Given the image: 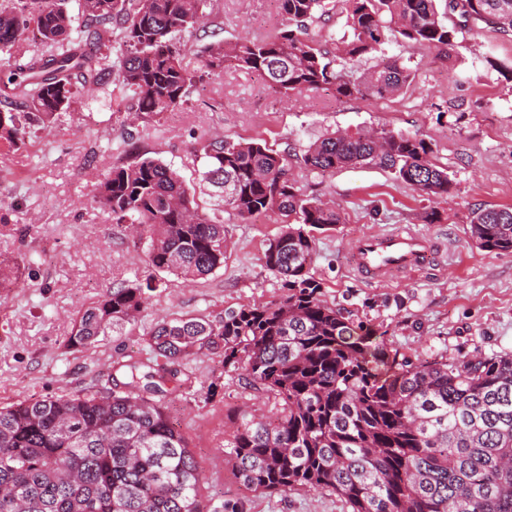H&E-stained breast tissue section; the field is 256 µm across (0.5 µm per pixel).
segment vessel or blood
<instances>
[{"instance_id":"obj_1","label":"vessel or blood","mask_w":512,"mask_h":512,"mask_svg":"<svg viewBox=\"0 0 512 512\" xmlns=\"http://www.w3.org/2000/svg\"><path fill=\"white\" fill-rule=\"evenodd\" d=\"M431 239L415 232L369 231L355 243L358 273L377 279L392 272L415 273L428 266Z\"/></svg>"}]
</instances>
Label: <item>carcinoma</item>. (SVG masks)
<instances>
[{
    "label": "carcinoma",
    "instance_id": "obj_1",
    "mask_svg": "<svg viewBox=\"0 0 512 512\" xmlns=\"http://www.w3.org/2000/svg\"><path fill=\"white\" fill-rule=\"evenodd\" d=\"M210 0H91L74 24L66 0H0V52L34 32L45 55L0 72L22 108L0 109V141L18 149L29 128L57 119L79 88L115 79L128 111L153 121L184 105L226 69L254 74L283 96L333 89L339 98L384 99L413 81L389 57L366 75L354 62L390 38L445 57L465 26L448 27L438 0H277L285 23L259 38L199 46L195 65L181 34L203 23ZM464 22L512 29V0H453ZM340 15L346 31L318 44L308 29ZM121 53L112 60L111 36ZM416 135L382 128L334 131L310 144L305 168L321 175L380 168L427 198L450 193L448 172ZM200 182L213 208L163 162L134 154L94 185V202L146 235L156 272L191 283L224 267V212L286 217L265 252L286 293L206 317L165 318L149 357L114 366L108 386L0 406V512H202V473L155 396L187 384L181 361L220 353L224 367L272 395L275 418H243L226 441L248 490L332 492L351 512H512V357L458 365L414 363L383 350L377 332L322 299L312 273L317 232L333 230L336 205L297 186L288 151L258 141L200 142ZM478 248L512 253V207L472 213ZM159 287L135 279L78 312L66 348L88 349L121 333Z\"/></svg>",
    "mask_w": 512,
    "mask_h": 512
}]
</instances>
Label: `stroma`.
Masks as SVG:
<instances>
[{
    "label": "stroma",
    "instance_id": "1",
    "mask_svg": "<svg viewBox=\"0 0 512 512\" xmlns=\"http://www.w3.org/2000/svg\"><path fill=\"white\" fill-rule=\"evenodd\" d=\"M206 31L183 33L189 47L263 35L283 21L276 0H212ZM415 74L412 85L385 99L337 98L333 90L283 98L261 79L226 71L197 87L190 100L160 121L129 112L118 88L90 91L25 147L0 145V262L18 263L19 285L0 296V405L76 393L112 377L114 362L146 355V334L165 318L223 315L282 293L264 252L281 230L278 214L243 220L225 214L229 249L223 269L190 284L160 274V288L122 334L88 350L65 344L74 318L108 289L145 277V244H133L122 225L95 209L91 190L119 159L138 152L168 164L198 189L194 150L210 133L259 139L290 150L288 170L301 188L335 201L342 222L319 234L312 265L328 303L352 310L383 332L390 353L415 362L459 363L512 355V254L488 252L469 237L478 208L512 207V32L478 22L465 31L453 58L390 41L385 53ZM385 127L424 138L452 181L447 197L428 200L384 170L307 171L297 158L334 129ZM437 212L438 221L427 218ZM413 231L435 246L423 272L360 278L353 245L367 231ZM182 372L195 395L163 402L198 461L204 512H349L328 492L259 493L234 477L224 452L242 411L276 414L275 399L256 389L216 355L186 361Z\"/></svg>",
    "mask_w": 512,
    "mask_h": 512
}]
</instances>
